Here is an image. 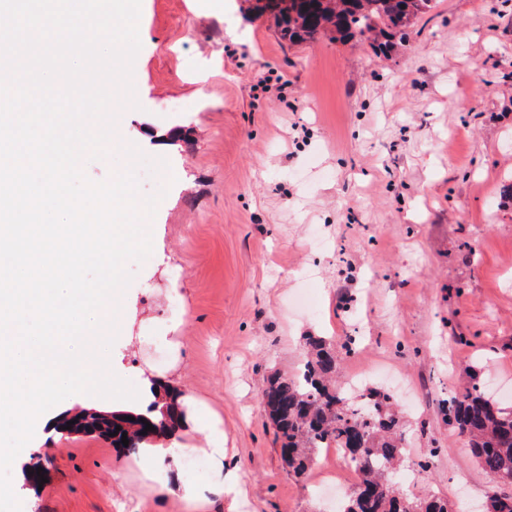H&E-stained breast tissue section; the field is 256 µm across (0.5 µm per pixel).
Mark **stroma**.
<instances>
[{
  "label": "stroma",
  "mask_w": 512,
  "mask_h": 512,
  "mask_svg": "<svg viewBox=\"0 0 512 512\" xmlns=\"http://www.w3.org/2000/svg\"><path fill=\"white\" fill-rule=\"evenodd\" d=\"M254 5L141 0L137 104L115 108L121 142L168 168L139 184L166 195L108 359L196 399L179 440L198 463L173 466L207 506L101 437L39 428L10 470L22 512H335L317 469L282 462L262 400L311 336L352 345L342 378L396 392L401 492L426 460L433 492L487 512L496 489L446 402L472 377L512 389V0H435L389 57L282 40ZM215 418L221 464L204 453Z\"/></svg>",
  "instance_id": "stroma-1"
}]
</instances>
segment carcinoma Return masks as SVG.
I'll use <instances>...</instances> for the list:
<instances>
[{
	"label": "carcinoma",
	"mask_w": 512,
	"mask_h": 512,
	"mask_svg": "<svg viewBox=\"0 0 512 512\" xmlns=\"http://www.w3.org/2000/svg\"><path fill=\"white\" fill-rule=\"evenodd\" d=\"M433 0H291L277 20L282 38L292 43L316 40L328 31L343 41L369 42L382 53L406 38L407 29L432 8ZM338 356L322 339L306 346L300 373L273 375L263 390V401L281 439V454L295 473H305L313 462L310 450L339 446L359 465L358 483L364 492L350 494L336 512H453L448 501L424 490V496L404 498L393 480L405 449L395 432L398 417L388 391L359 393L333 381ZM449 421L464 435L479 465L490 479L512 486V410L473 384L451 399ZM120 434L97 427V435L127 454H137L150 441L141 434L140 415L118 414ZM127 434L128 445L121 442Z\"/></svg>",
	"instance_id": "carcinoma-1"
}]
</instances>
